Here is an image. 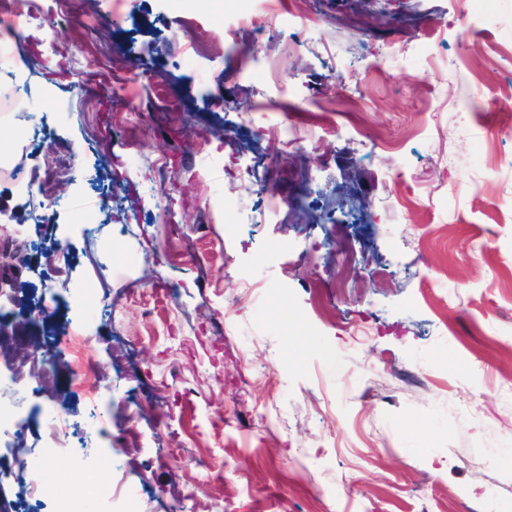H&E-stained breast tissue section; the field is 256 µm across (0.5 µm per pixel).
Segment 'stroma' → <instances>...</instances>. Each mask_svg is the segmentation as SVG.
<instances>
[{
  "instance_id": "35a3bbf8",
  "label": "stroma",
  "mask_w": 512,
  "mask_h": 512,
  "mask_svg": "<svg viewBox=\"0 0 512 512\" xmlns=\"http://www.w3.org/2000/svg\"><path fill=\"white\" fill-rule=\"evenodd\" d=\"M114 4L23 0L44 26L0 53L61 144L27 166L64 207L39 224L0 196L89 287L51 326H89L93 388L63 367L22 394L0 356L19 425L41 397L69 421L67 491L111 486L84 512L135 489L143 512H512V0H305L318 27L250 30L241 0ZM325 109L356 130L298 118ZM113 187L135 208L104 210ZM363 200L344 264L321 230Z\"/></svg>"
}]
</instances>
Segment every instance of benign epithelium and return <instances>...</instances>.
I'll list each match as a JSON object with an SVG mask.
<instances>
[{"label": "benign epithelium", "mask_w": 512, "mask_h": 512, "mask_svg": "<svg viewBox=\"0 0 512 512\" xmlns=\"http://www.w3.org/2000/svg\"><path fill=\"white\" fill-rule=\"evenodd\" d=\"M14 213L0 198V311L20 307L18 292L29 271V241L21 225L12 223Z\"/></svg>", "instance_id": "obj_1"}]
</instances>
